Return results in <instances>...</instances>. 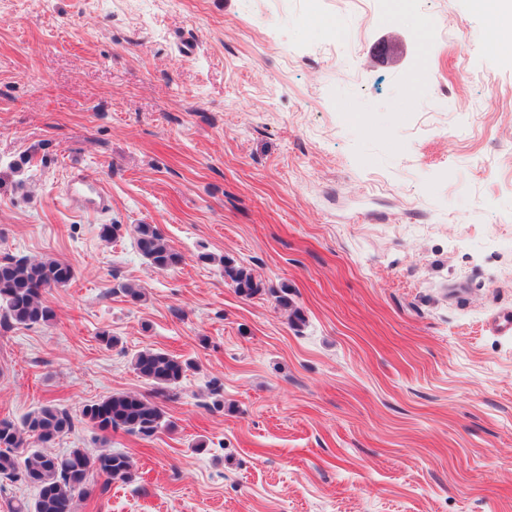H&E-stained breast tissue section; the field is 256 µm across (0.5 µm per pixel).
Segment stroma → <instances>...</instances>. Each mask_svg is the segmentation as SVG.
Masks as SVG:
<instances>
[{
	"mask_svg": "<svg viewBox=\"0 0 512 512\" xmlns=\"http://www.w3.org/2000/svg\"><path fill=\"white\" fill-rule=\"evenodd\" d=\"M495 24L469 0L398 25L372 0H0V258L76 269L47 294L53 324L0 331V418L149 393L145 348L193 363L154 437L80 421L52 444L135 462L80 512H512V334L489 327L512 308ZM73 168L109 212L66 199ZM142 223L184 264L98 233ZM224 255L262 293L225 284ZM284 284L303 324L270 294Z\"/></svg>",
	"mask_w": 512,
	"mask_h": 512,
	"instance_id": "1",
	"label": "stroma"
}]
</instances>
